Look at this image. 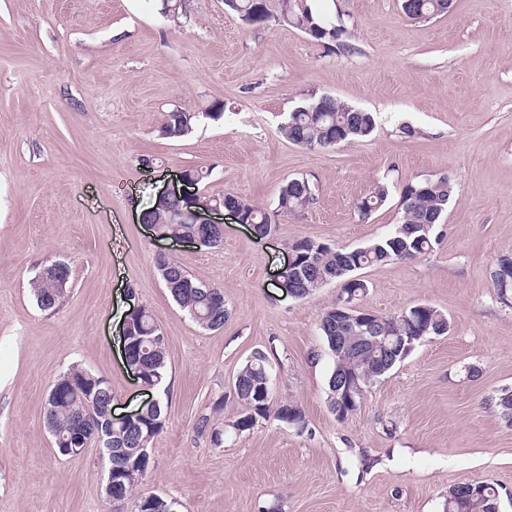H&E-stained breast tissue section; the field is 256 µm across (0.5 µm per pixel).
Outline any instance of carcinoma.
<instances>
[{"instance_id":"1","label":"carcinoma","mask_w":512,"mask_h":512,"mask_svg":"<svg viewBox=\"0 0 512 512\" xmlns=\"http://www.w3.org/2000/svg\"><path fill=\"white\" fill-rule=\"evenodd\" d=\"M258 0H234L230 10L247 23L257 10ZM452 0H401L403 14L413 20H428L444 14ZM282 22L300 30L320 25L322 35L312 40L326 45L336 44L342 51L352 46L341 41L343 30L319 19L307 4V0H293L290 10L279 11ZM194 116L189 112L171 111L161 125L160 136L178 140L191 133ZM376 120L371 112L338 102L327 96L309 95L300 106L288 114L281 125V133L293 144L311 148L330 146L329 140L336 131L343 133V140L363 139L371 135ZM453 187L448 178L409 183L403 189L402 222L388 235L370 244L351 250L338 249L328 243L310 238L297 239L291 244L295 253V265L289 276L294 280L298 297L311 296L317 289L330 282L341 284L342 293H363L367 285L356 276V271L390 261L416 259L433 247L436 227L442 223ZM387 198V187L378 184L370 196L356 206L359 216L367 218ZM204 200L222 210L234 208L244 224H251L259 232L272 229V218L263 209L239 198L231 192L204 196ZM317 201L315 186L306 178H293L281 188L277 213L286 216L309 208ZM146 218L157 225V232L165 238L199 235L216 247L222 240L220 228L214 225L192 224L174 214V205L151 207ZM155 264L160 278L171 298L200 327L216 330L224 326L230 316L224 304V295L214 286L197 279L173 258L159 254ZM500 299L512 298V259H500L491 273ZM71 288V270L65 265L59 274L40 270L31 282L36 305L43 311H56ZM130 355L139 365L143 379L158 386L167 377V344L165 336L148 308L141 305L127 315ZM375 321L378 342H363L362 328L347 322L336 323V307L326 309L319 321L320 335L332 361L328 377V404L337 411L336 390L346 377L359 376L367 387L383 377L380 370H392L404 361L413 347L431 336L441 335V329L449 327L448 318L438 309L421 312L405 309L389 316L377 315ZM271 378L267 356L254 352L237 372L232 386V396L242 408V413L231 428L242 432L252 428L260 418H266L271 409L272 394L265 390L266 380ZM80 380L89 391L73 392L65 400L47 395L45 400V426L54 438L55 447L62 456L67 438L73 431L77 417L87 405L93 406L95 419L85 433L92 436L101 448L103 457L112 470L126 468L130 455L118 452L120 448L151 447L162 432L167 420V410L157 401L136 424L126 427L111 425L104 411L112 395L109 382L78 364L61 373L57 386H67L71 380ZM489 407L507 422H512V388H504L489 400ZM272 414L286 423L301 425L305 420L303 409L295 402L284 400ZM173 504L164 497L153 494L139 499L137 512H169ZM444 512H498L497 489L488 483H460L448 490Z\"/></svg>"}]
</instances>
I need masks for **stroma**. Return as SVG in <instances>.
Segmentation results:
<instances>
[{"instance_id":"obj_1","label":"stroma","mask_w":512,"mask_h":512,"mask_svg":"<svg viewBox=\"0 0 512 512\" xmlns=\"http://www.w3.org/2000/svg\"><path fill=\"white\" fill-rule=\"evenodd\" d=\"M308 3L345 29L352 52L274 16L245 23L224 0H186L175 16L162 0H0V512L110 510L99 448L62 456L45 427L47 393L73 364L109 381L116 415L167 402L133 492L176 512H443L461 482L493 484L499 512H512V425L487 404L512 387V306L491 280L512 257V0H454L428 21L406 18L400 0ZM311 94L376 113V130L294 145L279 126ZM215 105L222 115L207 118ZM176 109L198 120L187 137L163 138ZM193 167L208 174L202 194L228 190L270 211L304 177L318 200L262 239L227 215L220 246L155 240L141 209ZM439 176L453 193L437 243L360 270L358 305L387 316L426 303L450 328L338 418L318 321L341 286L286 295L289 246H365L400 224L408 183ZM379 182L386 201L360 218L357 202ZM160 253L222 289L223 328H200L172 300ZM54 261L70 265L71 288L48 313L29 282ZM133 300L166 338L165 388L143 389L124 366L119 314ZM257 350L274 400L300 405L304 426L270 417L228 430L241 412L230 386ZM204 415L223 445L197 434Z\"/></svg>"}]
</instances>
